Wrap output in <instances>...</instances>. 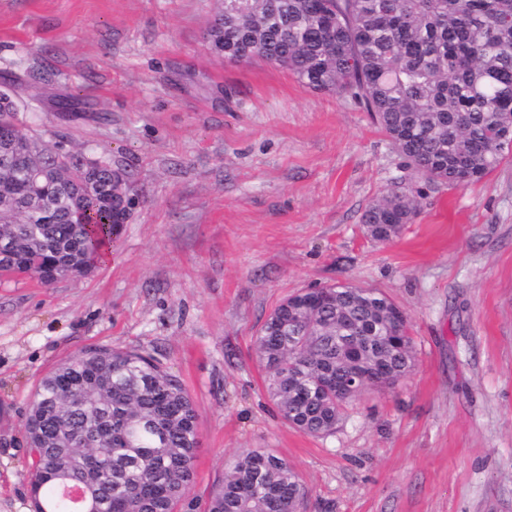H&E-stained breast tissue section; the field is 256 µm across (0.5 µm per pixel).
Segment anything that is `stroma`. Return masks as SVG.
<instances>
[{
    "mask_svg": "<svg viewBox=\"0 0 512 512\" xmlns=\"http://www.w3.org/2000/svg\"><path fill=\"white\" fill-rule=\"evenodd\" d=\"M222 8L0 0V81L37 73L19 121L119 164L134 201L88 274L0 278V512H33L27 411L91 346L151 352L189 392L181 512H205L247 448L290 462L301 512H512V152L467 186L427 184L350 98L213 53ZM65 95L81 111H58ZM397 182L417 216L372 241L362 214ZM339 282L406 311L414 365L317 438L281 420L254 340L283 299Z\"/></svg>",
    "mask_w": 512,
    "mask_h": 512,
    "instance_id": "35a3bbf8",
    "label": "stroma"
}]
</instances>
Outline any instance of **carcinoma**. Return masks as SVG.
Segmentation results:
<instances>
[{"instance_id": "1", "label": "carcinoma", "mask_w": 512, "mask_h": 512, "mask_svg": "<svg viewBox=\"0 0 512 512\" xmlns=\"http://www.w3.org/2000/svg\"><path fill=\"white\" fill-rule=\"evenodd\" d=\"M212 49L237 62L281 66L317 91L361 103L392 146L426 181L464 186L512 151V0H224ZM38 187L0 170V233L14 252L0 275L45 268L79 274L114 233L123 195L112 163L68 153L38 158ZM44 214L32 222L31 210ZM415 215L394 187L362 215L368 238L389 242ZM298 292L267 316L255 340L266 389L282 419L312 436L336 429L351 396L329 394L328 372L353 355L381 360L390 384L413 366L405 312L376 289L329 288L307 306ZM26 438L34 512H69L56 491L85 489L82 512H176L194 482L198 415L183 383L150 353L85 349L46 375L31 403ZM112 480L94 476V466ZM307 491L288 461L239 453L210 494L207 512H297Z\"/></svg>"}]
</instances>
